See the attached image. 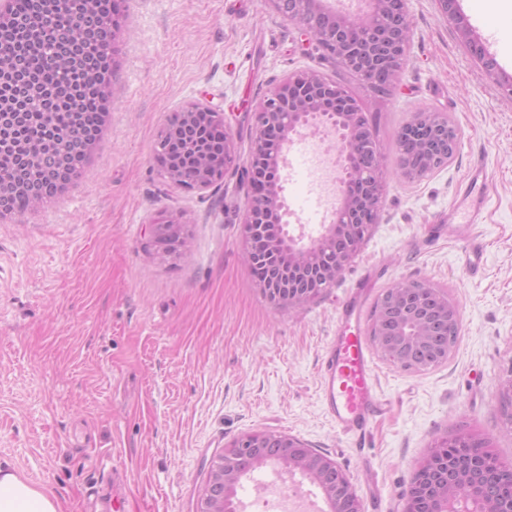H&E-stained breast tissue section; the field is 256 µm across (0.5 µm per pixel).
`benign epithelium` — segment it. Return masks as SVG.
<instances>
[{"label":"benign epithelium","instance_id":"1","mask_svg":"<svg viewBox=\"0 0 512 512\" xmlns=\"http://www.w3.org/2000/svg\"><path fill=\"white\" fill-rule=\"evenodd\" d=\"M71 24L85 25L92 18L96 0H53ZM408 0H368L359 13L336 11L322 0H271L275 11L291 23L304 41L330 59L362 76L371 91L394 94L409 54L412 29ZM443 17L453 26L460 42L502 92L512 97V75L498 67L459 10L458 0H437ZM369 109L335 80L317 69L294 72L272 86L255 113L253 143L244 169L248 175V207L244 222V257L253 263L265 255L288 272H302L319 265L336 275L305 286L284 288L277 281H257L255 287L275 308L292 311L317 299L331 287L360 251L362 241L353 227L377 224L386 191L382 157L366 153L364 138ZM419 118L404 124L398 135L396 176L420 180L448 165L454 156L459 131L448 113L431 109L416 111ZM224 117L207 105L192 103L177 111L180 122L201 117ZM317 132L330 138L328 152L334 157L335 195L330 222L314 235L290 232L284 195L285 152ZM234 133L224 124V170L237 165ZM187 225L180 217L166 215L153 225L152 240L179 236L180 249L173 259L186 255ZM386 305L372 319L371 336L383 356L404 368L425 369L448 360L452 345L437 344L435 327L445 323L460 335L461 316L455 303L432 283L404 280L385 292ZM496 392L507 408L512 424V379L500 382ZM455 450L441 455L431 448L414 465L404 512H457L456 490L478 505V512H512V495L491 493L498 473H512V462L479 457L466 445L473 435L452 433ZM278 449L276 464L299 473L316 484L331 512H364L349 480L336 476V463L285 434L249 433L234 439L212 466L200 501L199 512H232V501L241 479L269 462L266 448Z\"/></svg>","mask_w":512,"mask_h":512}]
</instances>
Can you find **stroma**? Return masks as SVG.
I'll use <instances>...</instances> for the list:
<instances>
[{
	"label": "stroma",
	"mask_w": 512,
	"mask_h": 512,
	"mask_svg": "<svg viewBox=\"0 0 512 512\" xmlns=\"http://www.w3.org/2000/svg\"><path fill=\"white\" fill-rule=\"evenodd\" d=\"M499 67L512 74V34L458 0ZM112 108L81 175L51 205L0 221V467L55 494L62 512H96L119 471L125 512H197L208 466L253 432L294 436L327 455L364 507L403 512L415 462L464 429L512 459L496 394L512 377V97L469 56L436 0H408L411 49L393 96L372 99L359 79L302 44L270 0H124ZM314 67L370 106L387 170L395 134L419 109L446 112L459 131L447 167L391 179L380 221L323 296L281 312L254 286L242 254L248 206L239 170L220 187L170 183L154 161L158 130L185 104L223 112L240 159L251 114L274 83ZM321 136L286 154L284 195L294 231L316 233L329 208L308 212ZM488 179L481 271L469 275L448 222L471 165ZM177 214L191 237L180 260L149 249L150 228ZM368 279L364 321L402 280L428 281L457 303L462 328L447 362L406 369L372 350L386 412L364 449L323 409L320 356L348 293ZM280 482L323 505L301 475L270 465L245 476L239 501Z\"/></svg>",
	"instance_id": "stroma-1"
}]
</instances>
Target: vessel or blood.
Instances as JSON below:
<instances>
[{
	"instance_id": "obj_1",
	"label": "vessel or blood",
	"mask_w": 512,
	"mask_h": 512,
	"mask_svg": "<svg viewBox=\"0 0 512 512\" xmlns=\"http://www.w3.org/2000/svg\"><path fill=\"white\" fill-rule=\"evenodd\" d=\"M485 180L483 166L474 165L469 172V182L475 191L463 199L468 220L455 229L456 237L466 240L473 254L478 253L480 246L470 235L469 226L476 223L483 208L484 197L478 189ZM362 305L361 292L349 293L343 310V326L333 336L320 361V386L326 414L338 432L360 444L384 412L371 355L362 333Z\"/></svg>"
}]
</instances>
